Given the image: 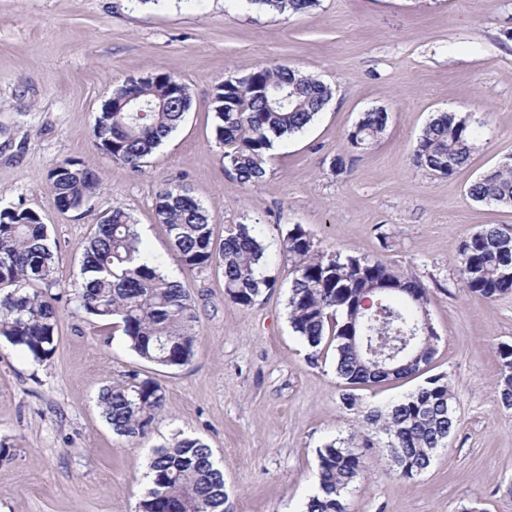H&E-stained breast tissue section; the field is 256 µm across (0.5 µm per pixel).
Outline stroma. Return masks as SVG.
Returning <instances> with one entry per match:
<instances>
[{"mask_svg": "<svg viewBox=\"0 0 512 512\" xmlns=\"http://www.w3.org/2000/svg\"><path fill=\"white\" fill-rule=\"evenodd\" d=\"M258 65L296 67L331 100L298 135L275 142L255 186L225 169L213 138V92ZM166 72L190 89L184 121L134 171L103 158L92 129L113 83ZM388 114L364 150L347 135L371 109ZM438 112L470 116L478 147L450 177L413 165ZM343 157L344 170L333 166ZM512 158V0H317L299 14L232 0H0V205L37 212L56 243L59 287L73 282L89 232L112 207L131 212L149 253L192 295L200 343L183 367L140 360L121 330L63 306L53 357L0 341V512H136L154 450L178 434L213 451L234 512H302L320 448L354 431L341 405L334 350L320 354L289 322L293 267L279 249L302 225L319 249L381 259L425 286L439 340L428 367L452 382L457 427L414 479L387 452L366 460L347 512H512V409L497 397V348L512 344V294L487 299L459 280L463 240L512 225V208L473 201L470 184ZM84 161L100 187L60 211L45 180ZM180 185L208 210L214 241L259 224L273 280L248 308L214 267L180 269L156 216ZM140 374L165 390L141 439L113 433L97 405L108 381Z\"/></svg>", "mask_w": 512, "mask_h": 512, "instance_id": "obj_1", "label": "stroma"}]
</instances>
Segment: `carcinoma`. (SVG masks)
<instances>
[{
    "label": "carcinoma",
    "instance_id": "cac0c4a2",
    "mask_svg": "<svg viewBox=\"0 0 512 512\" xmlns=\"http://www.w3.org/2000/svg\"><path fill=\"white\" fill-rule=\"evenodd\" d=\"M279 13H302L315 0H241ZM331 87L289 67L257 66L242 77L220 83L213 93V136L224 167L245 185L266 175L276 140L303 131L323 110ZM132 97L143 112H119ZM191 106L189 88L164 72L129 78L112 89V112L98 113L94 146L99 154L134 170L177 129ZM388 113L365 112L347 136L352 149H365L386 128ZM478 132L469 118L441 112L432 118L412 149L415 166L451 176L477 148ZM47 180L62 211L78 210L96 192L99 179L79 160L57 163ZM469 197L512 207V158L476 179ZM156 215L167 228L176 262L187 270L218 267L228 299L252 306L274 284L260 275L265 250L255 224L227 229L215 244L207 209L181 186L162 189ZM55 243L40 216L27 208H0V340L35 361L50 359L59 336V304L73 302L100 322L121 327L130 349L146 362L167 368L190 363L198 343L194 301L182 282L168 275L148 254L133 215L121 207L103 215L87 238L80 279L61 292L57 285ZM281 250L295 266L288 290L293 331L309 347L329 342L335 372L345 385L343 407L359 417L358 441L336 438L319 450L318 491L304 512H346L345 496L361 478L367 454L386 449L394 471L412 479L427 470L436 449L457 425L454 394L445 375H434L415 392L386 409L365 405L354 390L392 378L419 374L435 355L436 336L407 346L394 364L370 360L366 345L399 346L418 333L428 312L426 288L414 276L399 274L382 261L318 249L300 224L289 228ZM459 278L470 292L487 299L512 294V226L489 224L460 247ZM499 401L512 408V345L498 347ZM98 404L112 431L145 437L165 403L152 379L111 382L101 387ZM138 512H233L224 475L213 453L197 438H173L150 461Z\"/></svg>",
    "mask_w": 512,
    "mask_h": 512
}]
</instances>
